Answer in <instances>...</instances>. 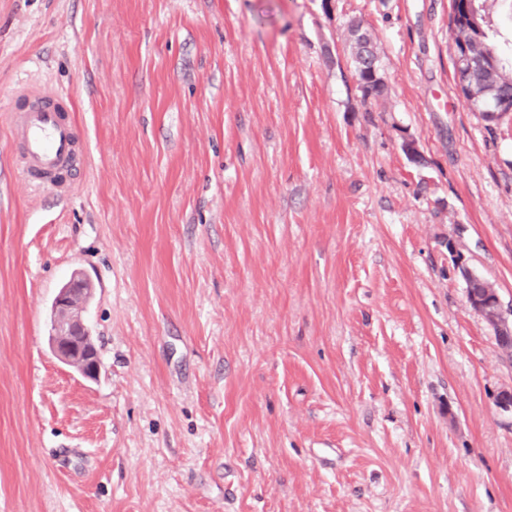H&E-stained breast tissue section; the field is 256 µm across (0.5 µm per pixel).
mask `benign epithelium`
Listing matches in <instances>:
<instances>
[{"label":"benign epithelium","instance_id":"7a95c632","mask_svg":"<svg viewBox=\"0 0 512 512\" xmlns=\"http://www.w3.org/2000/svg\"><path fill=\"white\" fill-rule=\"evenodd\" d=\"M92 295V285L81 275L73 276L59 289L52 304L49 343L55 356L80 375L95 379L99 375L101 359L83 319V311ZM467 300L479 312L494 335L508 328L512 308L503 306L497 291L486 289L483 297L470 292Z\"/></svg>","mask_w":512,"mask_h":512}]
</instances>
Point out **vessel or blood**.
Masks as SVG:
<instances>
[{
	"mask_svg": "<svg viewBox=\"0 0 512 512\" xmlns=\"http://www.w3.org/2000/svg\"><path fill=\"white\" fill-rule=\"evenodd\" d=\"M8 119L21 143L18 164L24 178L67 191L81 149L78 130L66 113L62 96L46 90L21 91Z\"/></svg>",
	"mask_w": 512,
	"mask_h": 512,
	"instance_id": "b4317fda",
	"label": "vessel or blood"
}]
</instances>
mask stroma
I'll return each instance as SVG.
<instances>
[{"mask_svg": "<svg viewBox=\"0 0 512 512\" xmlns=\"http://www.w3.org/2000/svg\"><path fill=\"white\" fill-rule=\"evenodd\" d=\"M450 12L0 0V512H512V358L461 275L512 305V114L459 98ZM24 83L75 107L66 194L15 168ZM77 272L95 380L48 342ZM348 29L351 38L352 62L358 87L366 98L373 97L377 99L383 97L386 92V85L380 75L373 34L363 26L361 21H351Z\"/></svg>", "mask_w": 512, "mask_h": 512, "instance_id": "35a3bbf8", "label": "stroma"}]
</instances>
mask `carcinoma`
Wrapping results in <instances>:
<instances>
[{
  "label": "carcinoma",
  "instance_id": "obj_1",
  "mask_svg": "<svg viewBox=\"0 0 512 512\" xmlns=\"http://www.w3.org/2000/svg\"><path fill=\"white\" fill-rule=\"evenodd\" d=\"M487 2L472 0V9L480 23L476 36L449 21L448 37L452 44L458 46L465 42L473 58V65L455 67V74L459 75L457 86L471 101V109L481 113L508 112L512 110V56H504L499 48V31L493 26ZM349 34L355 76L363 96L375 99L384 96L386 85L380 75L373 34L355 20L349 24Z\"/></svg>",
  "mask_w": 512,
  "mask_h": 512
}]
</instances>
